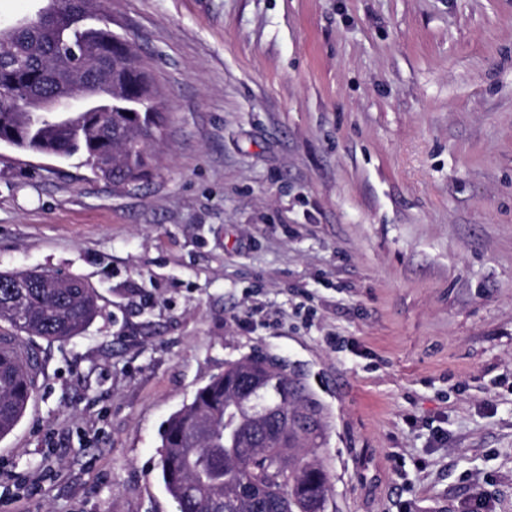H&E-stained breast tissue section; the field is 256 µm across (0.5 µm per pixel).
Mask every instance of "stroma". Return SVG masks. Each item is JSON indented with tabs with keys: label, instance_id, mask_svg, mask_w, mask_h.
I'll list each match as a JSON object with an SVG mask.
<instances>
[{
	"label": "stroma",
	"instance_id": "stroma-1",
	"mask_svg": "<svg viewBox=\"0 0 512 512\" xmlns=\"http://www.w3.org/2000/svg\"><path fill=\"white\" fill-rule=\"evenodd\" d=\"M163 103L136 185L0 147V271L100 315L23 338L0 512H176L161 431L283 361L324 512H512V0H104Z\"/></svg>",
	"mask_w": 512,
	"mask_h": 512
}]
</instances>
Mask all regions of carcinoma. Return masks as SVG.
Returning <instances> with one entry per match:
<instances>
[{"mask_svg": "<svg viewBox=\"0 0 512 512\" xmlns=\"http://www.w3.org/2000/svg\"><path fill=\"white\" fill-rule=\"evenodd\" d=\"M94 0H53L31 29L6 32L11 57L0 58V145L35 154L85 158L92 171L117 185L140 181L149 146L164 137L162 104L151 97L149 74L127 40L93 26ZM92 48L123 81L122 101L110 112H89L77 124H24L18 112L26 97L61 91ZM64 54L68 67L44 65L43 53ZM133 109V116L126 110ZM100 313L99 296L75 276L45 271H0V439L21 420L36 387L33 362L15 343L25 334L66 342ZM303 389L275 363L246 356L224 367L174 413L161 436L160 476L177 512H324L330 492L317 464L288 459V449L318 428Z\"/></svg>", "mask_w": 512, "mask_h": 512, "instance_id": "carcinoma-1", "label": "carcinoma"}]
</instances>
